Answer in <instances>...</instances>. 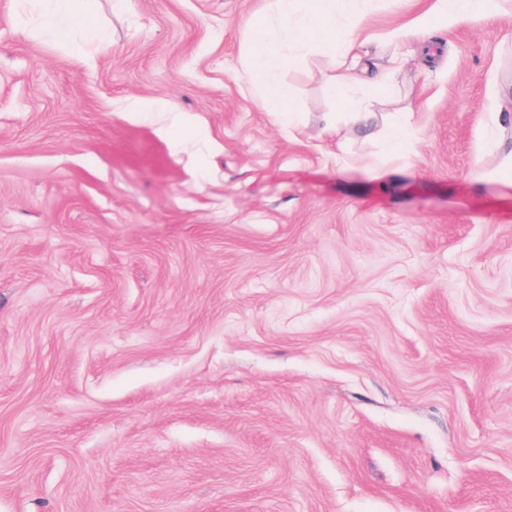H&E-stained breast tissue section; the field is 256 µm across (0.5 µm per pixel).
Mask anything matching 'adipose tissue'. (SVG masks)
Instances as JSON below:
<instances>
[{
  "instance_id": "ef3b65f1",
  "label": "adipose tissue",
  "mask_w": 512,
  "mask_h": 512,
  "mask_svg": "<svg viewBox=\"0 0 512 512\" xmlns=\"http://www.w3.org/2000/svg\"><path fill=\"white\" fill-rule=\"evenodd\" d=\"M295 11L296 0H272L268 24L255 23L250 27L252 40L259 50L252 55L242 76L259 82L263 100L281 101L288 96L287 86L277 78L284 56L276 33L286 35L292 48L306 45L327 21L335 18L336 0H317L316 11L301 19L296 17ZM329 48L336 56L338 74L327 90L335 96L358 83L386 85L389 77L403 65L402 58L393 55L388 58L384 71L374 72L366 40L353 31L333 38Z\"/></svg>"
}]
</instances>
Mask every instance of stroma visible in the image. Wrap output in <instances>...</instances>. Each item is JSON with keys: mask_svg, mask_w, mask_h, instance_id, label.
<instances>
[{"mask_svg": "<svg viewBox=\"0 0 512 512\" xmlns=\"http://www.w3.org/2000/svg\"><path fill=\"white\" fill-rule=\"evenodd\" d=\"M436 3L267 106L270 0H0V512H512V4ZM69 0H48L45 14V27L48 32L60 35L65 32L71 19ZM495 0H439V16L448 20H464L493 9ZM367 41L360 39L359 33L349 31L346 35L335 37L328 43L335 54L339 73L336 80L327 86V91L336 96L354 84L372 83L385 86L389 77L399 70L404 61L397 55H391L383 72L375 73L370 62Z\"/></svg>", "mask_w": 512, "mask_h": 512, "instance_id": "obj_1", "label": "stroma"}]
</instances>
